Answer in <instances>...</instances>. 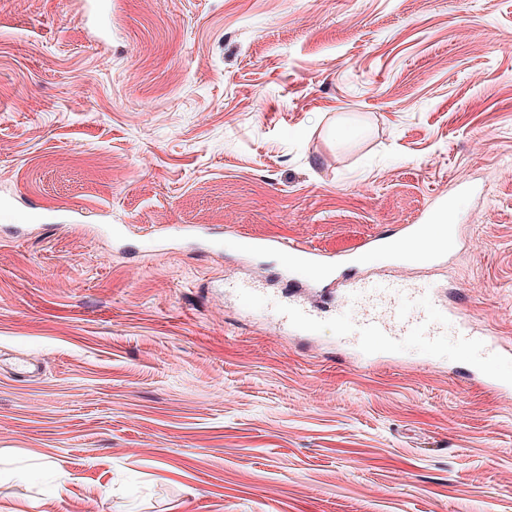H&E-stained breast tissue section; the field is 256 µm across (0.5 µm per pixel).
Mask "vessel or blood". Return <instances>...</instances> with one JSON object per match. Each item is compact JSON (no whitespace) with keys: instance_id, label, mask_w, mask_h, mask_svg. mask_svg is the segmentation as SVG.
<instances>
[{"instance_id":"vessel-or-blood-1","label":"vessel or blood","mask_w":512,"mask_h":512,"mask_svg":"<svg viewBox=\"0 0 512 512\" xmlns=\"http://www.w3.org/2000/svg\"><path fill=\"white\" fill-rule=\"evenodd\" d=\"M449 213V207L442 203L425 223L407 224L391 234L375 233L364 240L361 251L342 257L340 263L353 268L380 254L399 264L409 263L416 256L428 262L437 260L448 250L447 238L454 235L452 226L438 221L439 216ZM252 248L277 252L289 273L307 275L316 283L327 279L332 271L330 259L309 246L262 238L254 240ZM449 324L456 330L460 351L466 353L483 345V338L465 319L436 303L430 289L412 287L399 279L351 282L346 306L336 311L337 327L356 336L363 353L370 357L394 352L410 336L436 345L442 329Z\"/></svg>"}]
</instances>
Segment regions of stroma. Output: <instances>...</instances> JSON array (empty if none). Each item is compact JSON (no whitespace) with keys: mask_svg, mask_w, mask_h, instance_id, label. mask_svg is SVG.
Instances as JSON below:
<instances>
[{"mask_svg":"<svg viewBox=\"0 0 512 512\" xmlns=\"http://www.w3.org/2000/svg\"><path fill=\"white\" fill-rule=\"evenodd\" d=\"M104 4L0 0V512H512V392L249 248L449 200L401 275L512 380V0Z\"/></svg>","mask_w":512,"mask_h":512,"instance_id":"stroma-1","label":"stroma"}]
</instances>
